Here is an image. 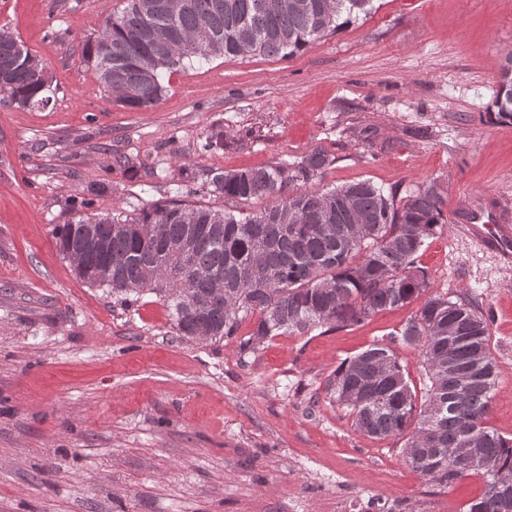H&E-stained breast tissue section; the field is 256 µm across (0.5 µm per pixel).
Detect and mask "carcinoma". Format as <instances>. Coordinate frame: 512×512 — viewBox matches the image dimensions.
I'll list each match as a JSON object with an SVG mask.
<instances>
[{
  "instance_id": "carcinoma-1",
  "label": "carcinoma",
  "mask_w": 512,
  "mask_h": 512,
  "mask_svg": "<svg viewBox=\"0 0 512 512\" xmlns=\"http://www.w3.org/2000/svg\"><path fill=\"white\" fill-rule=\"evenodd\" d=\"M276 2L127 0L81 56L109 102L141 111L164 96L165 71L219 57H292L373 9V0H306L308 9ZM47 91L43 64L12 32H0V103L45 107ZM494 106L498 119L512 121L511 53ZM334 162L315 149L291 164L210 173L208 185L227 200H269L259 212L155 202L130 218L95 221L101 252L83 219L56 225L52 235L77 276L115 302L159 297L182 338L220 342L253 317L245 348L358 325L429 291L416 260L445 224L446 199L434 181L400 199L368 181L317 186ZM186 242L184 256L177 247ZM396 335L421 353L423 391L410 385L394 349L376 342L328 375L325 398L362 434L404 439L405 463L439 489L480 477L483 493L463 512H512V438L487 425L497 377L489 316L436 293Z\"/></svg>"
}]
</instances>
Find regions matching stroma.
Returning <instances> with one entry per match:
<instances>
[{
    "mask_svg": "<svg viewBox=\"0 0 512 512\" xmlns=\"http://www.w3.org/2000/svg\"><path fill=\"white\" fill-rule=\"evenodd\" d=\"M125 0H0L52 77L45 107L0 105V512H460L468 476L434 489L397 438L357 432L326 377L389 342L419 302L363 324L189 341L145 294L129 307L78 279L52 236L88 216L158 200L234 212L209 170L266 167L316 148L325 187L367 180L405 196L437 180L448 221L417 258L433 292L493 316L498 383L488 419L512 436V261L455 221L470 202L512 201V121L489 120L512 52V0H375L368 15L299 55L217 58L165 73L154 107L108 103L82 44ZM223 151L203 152L211 130ZM90 197L88 208L79 200Z\"/></svg>",
    "mask_w": 512,
    "mask_h": 512,
    "instance_id": "35a3bbf8",
    "label": "stroma"
}]
</instances>
